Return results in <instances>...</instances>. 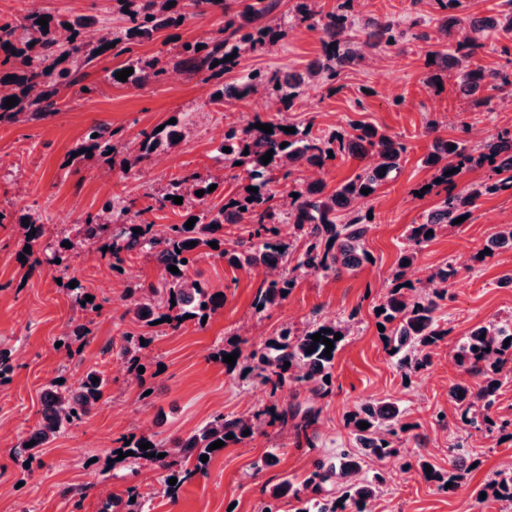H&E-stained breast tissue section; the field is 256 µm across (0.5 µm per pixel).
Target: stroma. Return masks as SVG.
I'll return each instance as SVG.
<instances>
[{
	"mask_svg": "<svg viewBox=\"0 0 512 512\" xmlns=\"http://www.w3.org/2000/svg\"><path fill=\"white\" fill-rule=\"evenodd\" d=\"M307 0H279L280 21L275 47L246 55L225 73V82L240 80L254 69L280 76L305 72L322 54L319 30L301 20ZM62 18L90 16L97 26L118 30L122 15L117 0H43ZM354 31L365 22L387 20L398 29L427 32L424 43L401 40L344 70L335 87L321 81L303 84L292 108L280 112L284 122L324 136L359 121L397 136L407 146L402 169L360 206L370 215L366 248L372 263L323 278L299 274L288 298L279 306L257 311L260 271L231 265L217 251L207 250L196 269L200 280L224 295V304L205 325L188 323L179 330L155 328L142 355V376L127 369L118 351L124 335L136 327L124 316L127 288L157 282L156 264L142 256L128 258L113 270L97 248L66 253L63 266L52 262L55 251L87 214L97 213L114 199L144 206L145 196L162 192L170 179L186 171L212 172L220 184L205 200L220 208L225 198L246 185L241 168L225 167L218 151L220 138L212 125H246L261 115L273 94L265 88L242 100L214 102V82L204 74L178 72L176 79L138 85L112 84L107 71L122 66L119 57L103 56L82 69V81L95 84L92 101L60 94V112L43 118L22 115L0 124V352L13 366L9 382L0 384V512H100L108 498L118 499L113 512H127L122 500L128 488L151 500V512H259L269 490L282 480L301 486L315 459L334 457L352 434L349 416L361 404L389 399L399 404L408 429L394 441L395 452L370 460L367 468L383 472V492L369 512H500L491 493L497 471L512 466V429L476 430L465 424L449 391L457 384L475 385L474 375L453 358L456 344L477 324L512 320V250L479 258L486 240L500 225L512 224V193L479 200L465 224L442 229L419 251L406 277L420 284L445 262L457 263L458 274L437 316L447 329L445 339L430 352V363L411 379H403L384 344L376 309L388 288L405 243L409 225L421 223L440 202V195L417 196L432 170L421 163L434 137L467 136L472 144L512 130V102L494 99L489 112H472L454 80L442 87L424 81L429 44L439 43L438 0H360ZM223 14L192 16L180 25L154 33L138 47L143 56L171 57L186 41L203 38L223 24ZM187 121L185 139L176 146L140 157L138 135L166 124ZM437 122L429 132V122ZM468 133H461L460 122ZM114 130V152L79 157L77 151L93 127ZM39 216L45 244L28 246L24 219ZM347 320L349 332L340 341L325 393L288 384L278 392L244 371L242 365L213 360L224 350L249 354L285 324L297 329ZM77 324L89 334L67 341ZM102 374L103 395L91 414L70 427L33 462H26L20 444L39 424L41 395L54 379L77 384L88 372ZM310 407L315 419L306 430L264 424L245 442L228 445L208 464L205 473L184 483L176 497L161 491L156 469L112 464V450L123 438L146 434L166 443L184 437L217 412L228 417L250 415L270 406ZM471 443L472 464L454 490L425 480L417 459L436 469L448 467V450L456 439ZM275 455V466L261 462Z\"/></svg>",
	"mask_w": 512,
	"mask_h": 512,
	"instance_id": "stroma-1",
	"label": "stroma"
}]
</instances>
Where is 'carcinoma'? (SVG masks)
<instances>
[{
    "label": "carcinoma",
    "instance_id": "carcinoma-1",
    "mask_svg": "<svg viewBox=\"0 0 512 512\" xmlns=\"http://www.w3.org/2000/svg\"><path fill=\"white\" fill-rule=\"evenodd\" d=\"M177 0H124L128 12L124 13V24L111 40L101 39L91 43L83 39V32L91 24L88 16H78L65 23L49 10L39 7L23 18H0V52L4 58L0 66L18 67L13 74L16 85L20 88L18 103L10 108L4 107L6 97L0 95V122H16L26 110L34 115H47L57 110L59 95L62 90L76 88V93L90 100L97 92L94 85L81 84L80 70L91 64L96 58L110 52L113 56H126L125 67L133 69L127 80L137 84L157 82L165 78L168 68L157 57L144 58L137 54L134 47L142 39L156 31L184 21L186 15H204L214 10L224 9V0H185L186 12L177 13L167 7L169 2ZM353 0H338L336 9L323 13L311 8L305 9L302 21L309 22L313 29L323 32V55L325 61L310 64L305 74L290 76L286 80L276 74L265 71L248 73L235 84L224 83V73L234 69L239 62V54L245 51L255 52L272 44L271 35L275 19L272 12L278 0H252L243 9L224 21L212 35L203 41L182 43L174 54V68L185 72H206L207 79L217 81L218 89L214 100L243 99L259 87L273 91L285 105L292 106L298 96V88L306 79H325L333 85L341 71L354 64L357 52L343 44V37L348 35V19L354 12ZM505 9L501 16L490 20H473L457 14L441 17L439 30L451 38L445 48L431 50L428 56L430 71L428 84L438 85L442 75L457 78V87L463 96L469 98V106L474 111L488 107L492 96L481 95L485 90L496 91L507 98H512V77L506 73L489 70L476 63L483 52L482 32L487 28L497 27L507 40L512 39V0H501ZM48 17L47 28L37 23L41 17ZM364 45L381 49L395 45L406 33L395 29L389 21L370 20L364 26ZM112 47H106V44ZM202 49H197V46ZM234 58L227 59V56ZM217 66H212L214 61ZM272 127L266 133L255 127L257 123ZM285 123L280 119L255 120L242 127L231 126L224 131L223 146L231 148L224 154V166L233 167L242 163L247 173L249 186L258 192L244 191L243 194L230 198L215 212L198 215L194 212L187 217L196 218L193 227L185 224H168L157 227L152 222L141 221L128 223L127 214L131 206L119 208L122 222H114L111 201L103 203L96 214H89L79 225L77 236L84 243L98 245L102 256L111 259V267H121L123 261L131 255L147 254L156 262L161 278L158 284L149 283L127 289V294L139 295L134 305L133 322L140 326H151L155 321H163L169 328L178 330L182 327L180 319L186 315L194 316L197 323L202 318L224 304V298L210 292L201 281L193 278L191 271L196 265L200 249L211 242H220L224 237L226 221L238 218L244 212L250 216L251 229L248 237L236 241L237 249L222 255L236 267L249 270L260 269L274 262L282 267L296 261L295 268L324 276L340 275L344 271L354 270L369 262L371 254L365 247V237L370 225L363 222L357 205L359 202L375 195L401 168V159L407 152L406 145L397 137L379 132L375 127L363 123L349 124V130L335 131L328 137L315 136L310 129H295L293 133L281 130ZM184 124L176 122L167 124L159 131L141 132L139 141L140 156L152 153L161 145L174 146L176 141L184 138ZM113 133L103 127L91 129L85 136L78 153L87 151L104 154L112 152ZM287 146H282V143ZM273 151L272 159L263 164L261 157ZM372 153L375 162L361 170L353 178L336 186L330 193L325 192L321 182L309 183L295 190L298 197L291 198L288 210L284 211L272 204L274 195L267 186L277 178L283 185L296 182L295 173L300 167L322 169L330 161V155L345 154L352 157ZM424 164L435 169L428 186L453 185L465 169L489 167L499 171L501 178L470 183L454 194L447 195L420 224L410 225L406 236V247L401 251L397 267L392 273V285L383 296L380 313L383 321L391 325L385 343L393 355L397 356L396 368L404 378H410L428 365L425 350L438 344L446 331L438 323L437 311L440 301L447 296L450 281L457 274L453 263L447 262L438 267L429 280L437 287L424 295H412L413 286L405 280L406 267L403 261L413 264L420 249L433 236L427 232H438L443 227L453 224L459 217H471L478 201L485 196H492L512 190V131L504 130L484 141L477 148L467 146L465 139L433 140L431 150L424 158ZM456 169L454 174L447 171ZM384 176H379V173ZM215 178H204L199 172H186L173 178L165 191L152 195V204L136 212L140 216L154 209L162 210L175 206L174 197L183 196L182 187L190 184L193 191L202 190L204 196L195 197L201 203L209 195V187ZM369 188L368 194L361 190ZM291 226V236L301 242L298 253H293L292 244L280 238L279 228L283 220ZM141 229L136 234L133 229ZM194 241L196 245L187 246ZM512 249V226L507 227L484 244L481 253L488 256L501 249ZM175 266L179 273L168 270ZM296 280L284 273L277 278L265 280L259 287L255 305L268 308L280 304L285 297L282 292H291ZM341 329L334 325L321 324L312 330L297 332L283 326L275 338L264 347L251 351L246 356L247 370L255 373L264 384L270 386L271 394L288 383L310 385L318 392L330 376L329 369L334 358L324 356L326 345L314 342L312 335L320 333L338 344L335 334ZM509 345H504V341ZM314 351H309V347ZM141 336L125 334L120 357L129 370L139 369L142 350ZM455 361L458 366L482 378L477 390L454 386L449 394L456 402L463 421L478 428L491 429L496 425L505 428L512 423L503 420L496 422L492 409L496 402V393L500 387L499 368L512 361V332L504 326L479 325L467 338L458 342L455 349ZM289 367H284V362ZM96 373L89 372L79 384L77 391L62 387L53 382L43 393V415L39 426L24 440L34 442L27 448V456L34 457L41 449L47 447L69 426L83 421L96 407L101 398L103 380L93 382ZM265 411L258 410L248 417H226L224 413L214 414L202 427L184 439L174 442L166 449L157 444L151 436L141 435L129 438L130 444H123L120 450L132 451L134 460L148 462L161 471L163 493L173 498L181 485L204 472L206 464L200 456H213L219 450L209 449L217 440L227 444L239 443L248 436L244 431H254L256 422L261 420ZM301 418L308 426L314 419L310 408L300 406L285 408L277 414L276 420L281 425L288 424V419ZM369 424L362 430L359 423ZM353 444L340 449L338 463L317 461L304 480L305 488L319 491L324 486L334 483L341 487L340 499L325 500L315 506V512H337L336 503L351 507L354 512H367L368 503L382 490L384 477L380 473L370 478L362 477L364 458L372 455L377 458L394 452L392 437L404 431L398 406L389 401H369L362 404L350 418ZM233 435L227 439V435ZM150 443L151 447L142 450L139 445ZM163 453L160 459L157 454ZM467 453L466 445L458 440L448 449V476L444 477L436 470H431L426 477L444 483L458 484L464 478L463 456ZM177 483L169 484L170 478ZM495 498L512 500V468L498 473V479L492 481ZM293 486L283 480L270 491L268 501L263 503L261 512H278L277 503Z\"/></svg>",
    "mask_w": 512,
    "mask_h": 512
}]
</instances>
